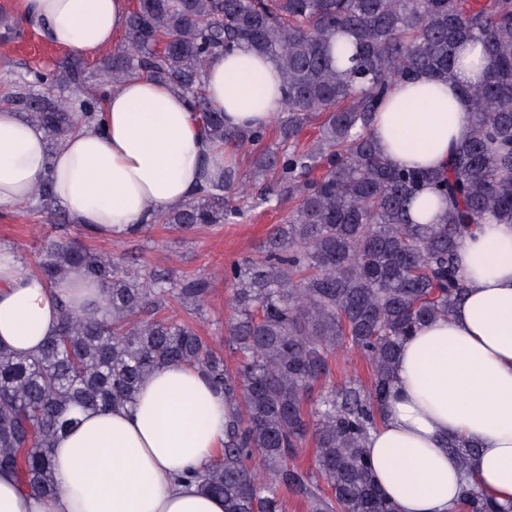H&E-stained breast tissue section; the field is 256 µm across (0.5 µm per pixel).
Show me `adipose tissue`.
I'll return each mask as SVG.
<instances>
[{
	"instance_id": "1",
	"label": "adipose tissue",
	"mask_w": 512,
	"mask_h": 512,
	"mask_svg": "<svg viewBox=\"0 0 512 512\" xmlns=\"http://www.w3.org/2000/svg\"><path fill=\"white\" fill-rule=\"evenodd\" d=\"M129 11L128 0H19L21 18L50 45L88 58L112 46ZM490 65L482 44L471 42L453 79L421 73L393 82L372 127L388 163L444 169L472 134L463 86ZM204 81L226 127L267 126L283 108L278 62L251 49L213 55ZM238 163V151L204 135L185 93L143 73L108 88L100 124L54 145L44 128L0 107V211L17 210L49 174L72 223L111 240L223 182ZM458 255L466 295L449 317L404 341L364 443L397 512H448L468 475L499 501L512 500V224L478 225ZM62 299L93 316L103 291L79 269L49 284L0 249V345L35 353L56 333ZM232 413L197 368L153 371L134 403L80 413L57 435L54 496H32L15 473L0 472V512H224L223 498L189 475L216 458ZM451 437L478 441L470 468L448 450Z\"/></svg>"
}]
</instances>
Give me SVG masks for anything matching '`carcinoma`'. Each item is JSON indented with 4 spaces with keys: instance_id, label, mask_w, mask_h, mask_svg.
Masks as SVG:
<instances>
[{
    "instance_id": "obj_1",
    "label": "carcinoma",
    "mask_w": 512,
    "mask_h": 512,
    "mask_svg": "<svg viewBox=\"0 0 512 512\" xmlns=\"http://www.w3.org/2000/svg\"><path fill=\"white\" fill-rule=\"evenodd\" d=\"M472 41L492 65L464 88L470 140L442 171L391 167L371 130L390 83L419 73L452 77ZM241 46L280 64L277 142L257 155L249 176L230 174L155 220L185 232L227 223L243 210L225 190L245 194L268 179L297 199L260 260L224 270L233 285L225 332L236 366L189 324L156 317L171 298L202 311L207 280L183 278L171 288L169 273L139 274L68 240L46 242L38 271L48 283L80 268L104 298L95 317L61 301L57 334L32 355L0 347V470L14 471L34 494L56 492L52 443L78 412L130 403L143 375L184 364L236 404L224 448L201 475L224 498V512H283L281 487L305 497L310 512H396L363 448L393 361L405 337L448 316L464 295L456 263L463 238L478 224L512 223V0H137L124 47L94 76L68 57L54 70L28 71L4 101L46 127L54 145L99 120L105 87L146 73L191 98L210 139L257 145L268 128L224 127V112L205 94L208 59ZM316 119L317 140L301 146ZM429 188L443 210L438 224L408 214ZM31 210L57 216L52 176L34 191ZM344 347L370 365L369 388L331 385L307 409L311 386L327 378ZM309 437L315 470L303 471L290 460ZM448 448L464 466L478 452L454 439ZM457 512H512V501L470 484Z\"/></svg>"
}]
</instances>
